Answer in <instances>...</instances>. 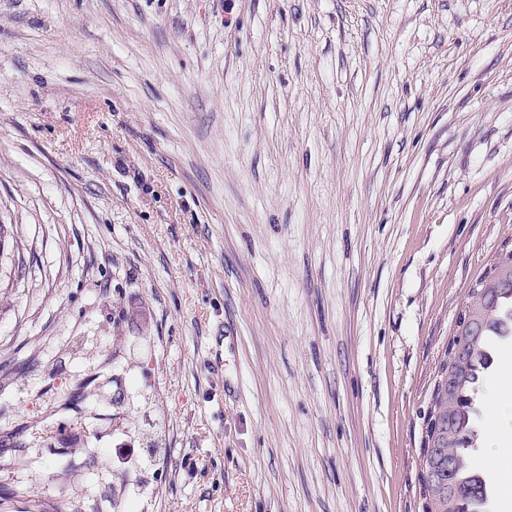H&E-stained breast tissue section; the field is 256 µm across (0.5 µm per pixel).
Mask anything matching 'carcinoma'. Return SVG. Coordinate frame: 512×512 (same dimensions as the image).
<instances>
[{
  "mask_svg": "<svg viewBox=\"0 0 512 512\" xmlns=\"http://www.w3.org/2000/svg\"><path fill=\"white\" fill-rule=\"evenodd\" d=\"M468 308L473 326L453 332L456 356L443 354L432 390L430 418L422 464L428 483L422 485L431 512H485L488 477L474 465L473 395L492 365V343L512 336V257L498 261L479 280Z\"/></svg>",
  "mask_w": 512,
  "mask_h": 512,
  "instance_id": "1",
  "label": "carcinoma"
}]
</instances>
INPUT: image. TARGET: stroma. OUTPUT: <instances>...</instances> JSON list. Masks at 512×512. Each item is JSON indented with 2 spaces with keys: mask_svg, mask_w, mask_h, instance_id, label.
I'll return each instance as SVG.
<instances>
[{
  "mask_svg": "<svg viewBox=\"0 0 512 512\" xmlns=\"http://www.w3.org/2000/svg\"><path fill=\"white\" fill-rule=\"evenodd\" d=\"M0 226V512H428L512 0H0Z\"/></svg>",
  "mask_w": 512,
  "mask_h": 512,
  "instance_id": "1",
  "label": "stroma"
}]
</instances>
